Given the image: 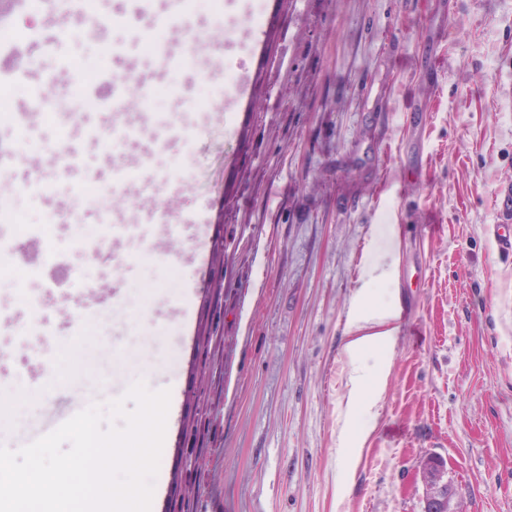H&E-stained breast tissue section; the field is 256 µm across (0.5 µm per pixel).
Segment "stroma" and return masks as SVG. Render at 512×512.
Listing matches in <instances>:
<instances>
[{
    "label": "stroma",
    "mask_w": 512,
    "mask_h": 512,
    "mask_svg": "<svg viewBox=\"0 0 512 512\" xmlns=\"http://www.w3.org/2000/svg\"><path fill=\"white\" fill-rule=\"evenodd\" d=\"M194 0L191 48L168 0H96L94 15L17 16L28 65L0 74L18 110L0 194V395L40 391L0 429L19 448L135 382L174 390L155 512H423L421 469L443 458L460 512H512V250L496 197L512 189V0ZM159 39L181 59L161 63ZM133 65L130 118L155 115L143 177L174 188L96 204L68 191L123 160L85 126L24 107L67 88L61 59ZM249 85L235 111L224 100ZM152 90L142 96L139 83ZM77 153L61 171L58 151ZM70 212L50 221L51 207ZM165 210L176 230L129 235L112 264L100 208ZM59 262L92 284L77 307ZM386 312L393 343L364 355L352 399L348 322ZM123 357L61 384L69 341Z\"/></svg>",
    "instance_id": "obj_1"
}]
</instances>
